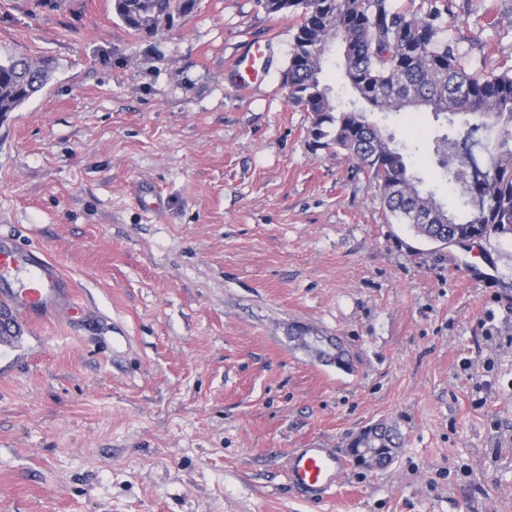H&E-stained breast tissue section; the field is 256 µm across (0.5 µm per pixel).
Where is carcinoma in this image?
<instances>
[{"label": "carcinoma", "mask_w": 512, "mask_h": 512, "mask_svg": "<svg viewBox=\"0 0 512 512\" xmlns=\"http://www.w3.org/2000/svg\"><path fill=\"white\" fill-rule=\"evenodd\" d=\"M195 0H113L129 29H162ZM270 14H295L291 53L283 71L290 103L311 116L309 135L324 148L355 161L377 188L389 213L416 236L443 245L466 239L512 242V67L471 70L454 42L443 36V11L418 13L396 0H263ZM343 46L344 78L354 100L336 99L321 79L325 48ZM51 63L27 57L0 59V114L13 112L41 91ZM426 109L438 131L427 163L460 189L465 212L448 211L435 192L422 188L394 137L368 117L377 110ZM499 128L495 141L485 133ZM490 154L479 161L476 150ZM393 425L377 424L355 439L350 454L367 448L388 466L400 445Z\"/></svg>", "instance_id": "obj_1"}]
</instances>
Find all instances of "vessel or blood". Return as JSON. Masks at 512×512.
<instances>
[{"label": "vessel or blood", "mask_w": 512, "mask_h": 512, "mask_svg": "<svg viewBox=\"0 0 512 512\" xmlns=\"http://www.w3.org/2000/svg\"><path fill=\"white\" fill-rule=\"evenodd\" d=\"M265 48L255 43L235 64L236 87L247 91L263 73ZM0 300L13 315L36 322L65 307L70 319L84 317L86 309L70 295L59 267L43 252L14 240L0 238ZM346 472L342 455L333 448H296L288 459V482L302 496L318 501L332 491Z\"/></svg>", "instance_id": "vessel-or-blood-1"}]
</instances>
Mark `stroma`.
Returning a JSON list of instances; mask_svg holds the SVG:
<instances>
[{"label":"stroma","instance_id":"35a3bbf8","mask_svg":"<svg viewBox=\"0 0 512 512\" xmlns=\"http://www.w3.org/2000/svg\"><path fill=\"white\" fill-rule=\"evenodd\" d=\"M444 21L472 68L512 65V0H448ZM295 24L196 0L146 34L112 0H0V58L53 63L0 115V235L91 312L19 321L0 353V512H512V243L420 239L314 146L282 84ZM373 119L421 168L433 116ZM378 423L402 435L388 467L317 502L289 486L291 449L345 454ZM260 43H255L246 48L237 58L235 64L236 87L239 91L246 92L264 71L265 50Z\"/></svg>","mask_w":512,"mask_h":512}]
</instances>
